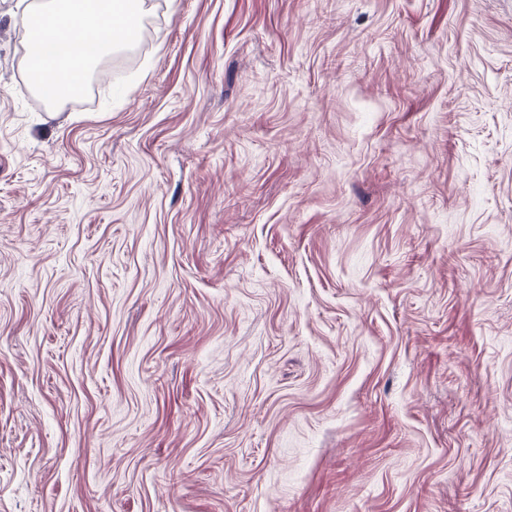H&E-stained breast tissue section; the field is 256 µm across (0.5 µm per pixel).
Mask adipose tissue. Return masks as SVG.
I'll return each instance as SVG.
<instances>
[{
	"label": "adipose tissue",
	"mask_w": 512,
	"mask_h": 512,
	"mask_svg": "<svg viewBox=\"0 0 512 512\" xmlns=\"http://www.w3.org/2000/svg\"><path fill=\"white\" fill-rule=\"evenodd\" d=\"M147 11L146 0H31L28 50L42 63L39 85L50 103H58L67 75L135 41Z\"/></svg>",
	"instance_id": "adipose-tissue-1"
}]
</instances>
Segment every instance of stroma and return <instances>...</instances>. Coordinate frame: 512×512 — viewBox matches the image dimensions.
I'll list each match as a JSON object with an SVG mask.
<instances>
[{
  "label": "stroma",
  "instance_id": "1",
  "mask_svg": "<svg viewBox=\"0 0 512 512\" xmlns=\"http://www.w3.org/2000/svg\"><path fill=\"white\" fill-rule=\"evenodd\" d=\"M0 0V512H512V0H148L51 106Z\"/></svg>",
  "mask_w": 512,
  "mask_h": 512
}]
</instances>
